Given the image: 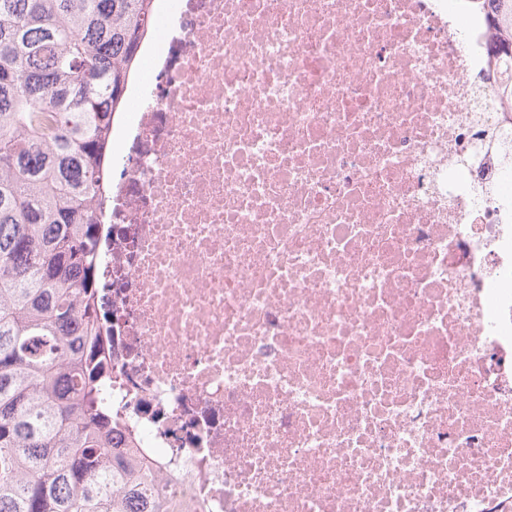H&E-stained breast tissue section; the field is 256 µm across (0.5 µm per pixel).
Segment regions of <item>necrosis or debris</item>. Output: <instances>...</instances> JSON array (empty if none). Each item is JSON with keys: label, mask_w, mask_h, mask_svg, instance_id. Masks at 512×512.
<instances>
[{"label": "necrosis or debris", "mask_w": 512, "mask_h": 512, "mask_svg": "<svg viewBox=\"0 0 512 512\" xmlns=\"http://www.w3.org/2000/svg\"><path fill=\"white\" fill-rule=\"evenodd\" d=\"M455 6L157 0L99 303L159 493L512 512V112Z\"/></svg>", "instance_id": "necrosis-or-debris-1"}]
</instances>
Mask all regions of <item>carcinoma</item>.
Returning a JSON list of instances; mask_svg holds the SVG:
<instances>
[{"label": "carcinoma", "instance_id": "obj_1", "mask_svg": "<svg viewBox=\"0 0 512 512\" xmlns=\"http://www.w3.org/2000/svg\"><path fill=\"white\" fill-rule=\"evenodd\" d=\"M487 5L512 57V0ZM154 0H0V512H177L120 448L93 304L115 115Z\"/></svg>", "mask_w": 512, "mask_h": 512}]
</instances>
